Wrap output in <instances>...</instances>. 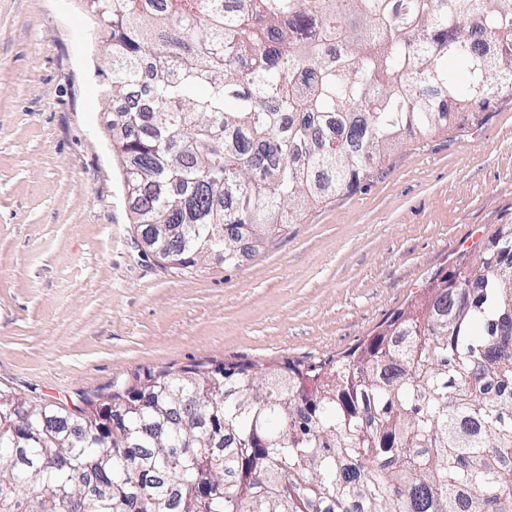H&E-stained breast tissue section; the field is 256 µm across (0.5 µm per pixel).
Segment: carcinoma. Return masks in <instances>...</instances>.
Instances as JSON below:
<instances>
[{
  "label": "carcinoma",
  "instance_id": "carcinoma-1",
  "mask_svg": "<svg viewBox=\"0 0 512 512\" xmlns=\"http://www.w3.org/2000/svg\"><path fill=\"white\" fill-rule=\"evenodd\" d=\"M79 5L133 223L183 273L448 128L435 94L512 95V0ZM481 382L512 385V224L327 369L147 372L73 408L0 387V512H512V403Z\"/></svg>",
  "mask_w": 512,
  "mask_h": 512
}]
</instances>
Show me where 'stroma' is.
<instances>
[{"label":"stroma","mask_w":512,"mask_h":512,"mask_svg":"<svg viewBox=\"0 0 512 512\" xmlns=\"http://www.w3.org/2000/svg\"><path fill=\"white\" fill-rule=\"evenodd\" d=\"M77 0H0V385L107 398L147 371L328 367L512 224V98L392 149L265 250L192 274L132 223Z\"/></svg>","instance_id":"35a3bbf8"}]
</instances>
